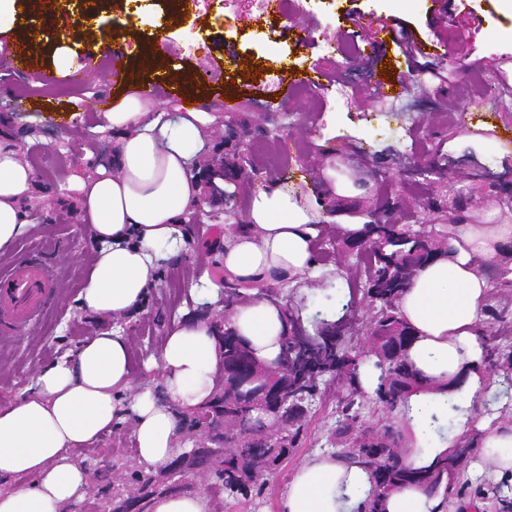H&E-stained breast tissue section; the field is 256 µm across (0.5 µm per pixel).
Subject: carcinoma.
Here are the masks:
<instances>
[{"mask_svg": "<svg viewBox=\"0 0 512 512\" xmlns=\"http://www.w3.org/2000/svg\"><path fill=\"white\" fill-rule=\"evenodd\" d=\"M344 249H357L358 269L365 276L364 295L376 309L371 320L374 368L379 371L375 391L376 402L388 410L398 403L415 383V375L406 361L412 334L400 318L397 300L419 267L439 251L448 249V238L424 227L414 230L398 220V211L390 200L380 206L379 221L367 225V236L354 243L342 241ZM224 308L232 311L245 298L242 286L224 282L220 289ZM289 329L283 339L281 354L273 366L257 361L245 340L224 321L215 333L224 377L215 387L224 391V404L211 398L187 416L190 428H202L206 437L227 426L224 446L214 452L186 450L176 454L167 468L177 467L189 481L170 487L141 466L130 467L122 484L127 499L119 506L123 512H153V501L163 495L191 494L194 481L206 479L205 497L213 512H224V503L251 502L270 487L283 464L299 446L305 422L314 403L321 399V384L326 378L340 379L347 394L338 405L340 420L336 423L335 456L343 462H354L372 470L382 493L402 485L422 487L433 496L444 490L453 495L459 469L475 453L474 441H466L452 452L439 457L427 467H411L399 448L400 435L391 427L369 438L359 431L360 409L365 391L361 381L363 361L345 338L335 320L316 321L310 334L293 312H288ZM480 336L486 346V358L500 362L504 380L512 382V346L501 345L486 323L480 324ZM264 378L250 394L242 384L254 376Z\"/></svg>", "mask_w": 512, "mask_h": 512, "instance_id": "1", "label": "carcinoma"}]
</instances>
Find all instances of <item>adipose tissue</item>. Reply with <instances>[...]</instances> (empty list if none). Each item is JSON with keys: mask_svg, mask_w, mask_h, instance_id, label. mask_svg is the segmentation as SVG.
<instances>
[{"mask_svg": "<svg viewBox=\"0 0 512 512\" xmlns=\"http://www.w3.org/2000/svg\"><path fill=\"white\" fill-rule=\"evenodd\" d=\"M120 134L112 169L78 179L80 222L96 247L75 298L79 311L104 318L77 347L43 364L31 386L0 405V512H74L91 473L77 449L95 447L128 425L137 464L165 469L180 453L184 416L211 397L221 359L209 322L190 316L171 327L152 366L158 386L133 371L132 342L114 326L140 311L159 283L162 267L191 241L180 217L201 194L191 172L207 141L204 112L172 115L130 92L104 112ZM269 184L252 194L244 224L211 243L225 278L258 288L287 282L307 287L315 275L312 242L326 220L324 197ZM35 177L14 145L0 144V252L27 230L25 203ZM512 259V224H458L448 228V249L421 266L397 305L413 340L407 361L417 384L397 407L408 430L407 462L429 465L479 429L482 459L512 486V423L484 410L494 391L482 372L477 327L489 290L488 268ZM230 323L263 364L274 363L288 330L281 303L255 297L237 305ZM453 430H444L445 421ZM27 483L14 487L15 478ZM376 495L371 472L329 454L308 459L292 476L280 512H359ZM385 512H446L442 496L416 486L394 489Z\"/></svg>", "mask_w": 512, "mask_h": 512, "instance_id": "ef3b65f1", "label": "adipose tissue"}]
</instances>
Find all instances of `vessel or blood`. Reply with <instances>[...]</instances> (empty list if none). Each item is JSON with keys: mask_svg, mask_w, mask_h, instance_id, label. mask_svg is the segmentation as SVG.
I'll use <instances>...</instances> for the list:
<instances>
[{"mask_svg": "<svg viewBox=\"0 0 512 512\" xmlns=\"http://www.w3.org/2000/svg\"><path fill=\"white\" fill-rule=\"evenodd\" d=\"M353 25L360 31V37L366 45L376 44L379 36L389 37L392 43H399L398 24L384 18H357ZM112 56L111 81L114 86L129 85L134 75L124 65L125 59L136 57L144 63H151L153 57L142 43H118L110 51ZM221 66L216 62H208L190 71L186 80L178 85H169L165 80H157L150 84L154 94H171L185 104H193L196 90L208 81L214 80ZM401 84L388 83L382 80L372 82L363 93L376 101H386L400 96ZM55 295V288L48 276L46 260L31 256L14 267L11 274L0 278V332L13 331L31 322L40 311L47 308Z\"/></svg>", "mask_w": 512, "mask_h": 512, "instance_id": "vessel-or-blood-1", "label": "vessel or blood"}]
</instances>
